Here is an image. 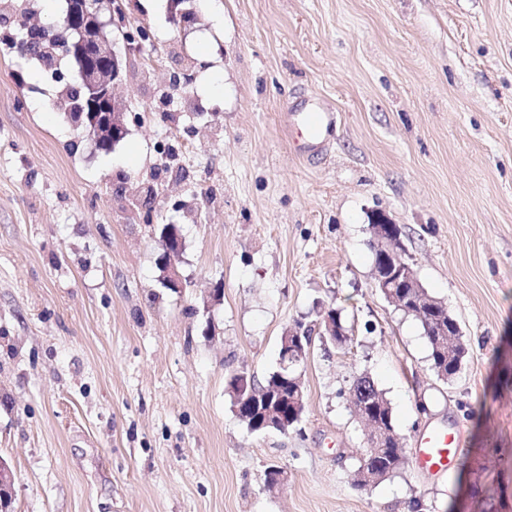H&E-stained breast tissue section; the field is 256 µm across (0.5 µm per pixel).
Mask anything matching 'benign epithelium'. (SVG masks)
Masks as SVG:
<instances>
[{
	"mask_svg": "<svg viewBox=\"0 0 512 512\" xmlns=\"http://www.w3.org/2000/svg\"><path fill=\"white\" fill-rule=\"evenodd\" d=\"M105 8L112 9V3L104 6L101 0H68L66 14L54 27L53 35L62 52L74 56L80 82L89 91L86 112L74 123V128H86L94 134L95 139L110 138L115 145L127 135L128 127L127 113L114 97V85L121 81L127 69L143 66L147 57L124 21L116 25L124 50H119L116 43L100 37ZM370 229L381 261L391 267L387 277L375 275L376 286L386 296L390 295V289L399 287L402 280L413 288L417 287L406 253L396 247L398 226L385 213L377 212L372 215ZM180 242L178 228L173 224L164 225L159 246L162 250L164 282L170 288L181 287V276L176 265ZM301 335L306 336L308 332L295 330L282 337L283 357L293 365L300 361L307 362L311 355V345L298 349L292 344V338Z\"/></svg>",
	"mask_w": 512,
	"mask_h": 512,
	"instance_id": "benign-epithelium-1",
	"label": "benign epithelium"
}]
</instances>
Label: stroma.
<instances>
[{
  "label": "stroma",
  "mask_w": 512,
  "mask_h": 512,
  "mask_svg": "<svg viewBox=\"0 0 512 512\" xmlns=\"http://www.w3.org/2000/svg\"><path fill=\"white\" fill-rule=\"evenodd\" d=\"M125 0L147 70L111 150L0 50V460L10 512H512V0ZM13 0L0 36L60 20ZM336 117L293 149L299 98ZM386 213L467 355L439 379L418 320L375 286ZM174 224L182 287L162 284ZM340 310L350 340L299 368L302 420L248 432L227 382ZM369 376L414 450L461 432L451 471L354 482ZM287 479L263 485L267 466ZM419 500L412 510L411 500Z\"/></svg>",
  "instance_id": "stroma-1"
}]
</instances>
